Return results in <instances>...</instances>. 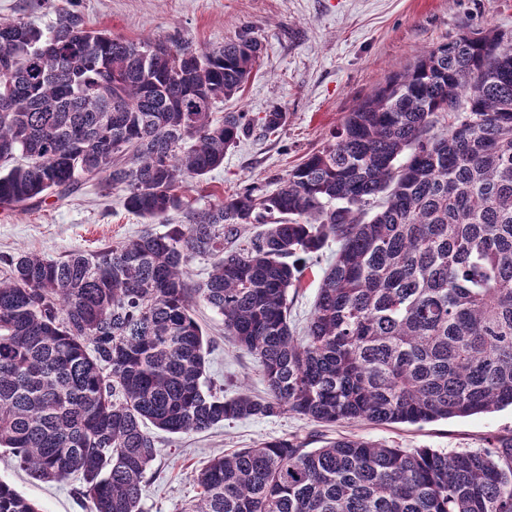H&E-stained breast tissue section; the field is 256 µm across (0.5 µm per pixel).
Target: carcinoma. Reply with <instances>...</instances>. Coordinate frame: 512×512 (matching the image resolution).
<instances>
[{"mask_svg": "<svg viewBox=\"0 0 512 512\" xmlns=\"http://www.w3.org/2000/svg\"><path fill=\"white\" fill-rule=\"evenodd\" d=\"M261 49L248 27L198 51L126 41L68 9L46 31L0 18V206L98 180L168 224L56 261L20 254L0 278V448L38 480L79 477L95 512H143L149 424H419L512 406V42L487 29L423 51L276 190L193 209L187 180L286 122L278 107L256 124L212 117ZM248 224L264 229L242 246ZM331 239L299 335L288 291ZM196 255L214 268L192 286ZM199 301L259 365L265 395L205 388ZM196 483L179 512H512V431L451 455L281 438L213 457ZM0 512L38 508L1 480Z\"/></svg>", "mask_w": 512, "mask_h": 512, "instance_id": "cac0c4a2", "label": "carcinoma"}]
</instances>
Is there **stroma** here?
<instances>
[{"label": "stroma", "mask_w": 512, "mask_h": 512, "mask_svg": "<svg viewBox=\"0 0 512 512\" xmlns=\"http://www.w3.org/2000/svg\"><path fill=\"white\" fill-rule=\"evenodd\" d=\"M58 8L79 11L88 24L129 41L171 37L193 48H213L235 39L245 27L263 51L242 90L216 103V116L244 112L263 116L272 107L286 124L270 135L254 134L224 156V163L184 188L194 207L258 186L277 187L279 177L327 145L346 114L420 51L464 31L498 30L512 38V0H0V18L23 19L48 29ZM121 189L90 180L69 197L48 198L42 207H0V274L7 260L31 253L49 260L74 251L90 253L106 244L136 238L145 221L127 211ZM336 253L335 242L310 258L298 292L289 293V319L303 330L311 318L319 283ZM194 317L211 340L207 382L230 398L266 392L255 361L224 335V322L206 305ZM512 430V410L420 424H322L284 413L226 422L204 432L171 435L155 431L160 453L143 491L144 512H177L197 494V471L214 456L285 437L310 447L354 436L396 448H431L448 453L477 451L489 435ZM0 480L36 503L41 512H93L77 498V478L33 480L8 451L0 450Z\"/></svg>", "instance_id": "stroma-1"}]
</instances>
